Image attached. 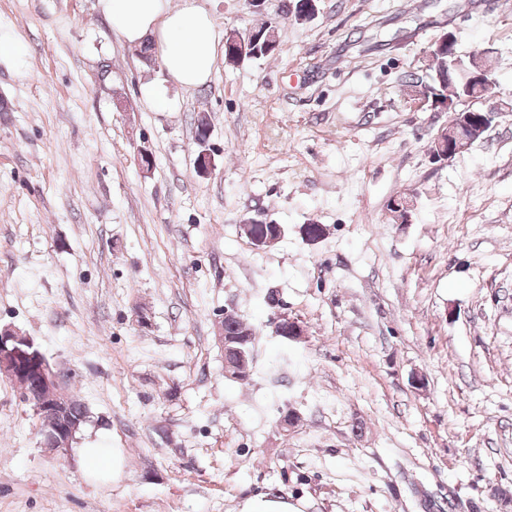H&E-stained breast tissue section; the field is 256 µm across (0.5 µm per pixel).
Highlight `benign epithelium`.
<instances>
[{
	"mask_svg": "<svg viewBox=\"0 0 512 512\" xmlns=\"http://www.w3.org/2000/svg\"><path fill=\"white\" fill-rule=\"evenodd\" d=\"M494 112H455L445 125L435 146L433 158L447 161L466 150L481 137L490 125ZM243 233L257 247H269L280 238L281 228L263 220L251 219L242 224ZM276 333L284 339L299 341L306 332L300 322L282 314L275 322ZM237 359L224 363V375L247 378L249 359L242 349H235ZM0 377L9 379L20 392L35 388L42 396L34 400V411L39 420L40 444L53 452L72 447L79 421L69 415L74 394L63 385L61 372L35 347L33 340L18 330L0 326Z\"/></svg>",
	"mask_w": 512,
	"mask_h": 512,
	"instance_id": "1",
	"label": "benign epithelium"
}]
</instances>
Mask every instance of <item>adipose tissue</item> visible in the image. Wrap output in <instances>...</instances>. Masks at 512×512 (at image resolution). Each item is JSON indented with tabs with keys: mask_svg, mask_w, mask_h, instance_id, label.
Listing matches in <instances>:
<instances>
[{
	"mask_svg": "<svg viewBox=\"0 0 512 512\" xmlns=\"http://www.w3.org/2000/svg\"><path fill=\"white\" fill-rule=\"evenodd\" d=\"M112 32L131 46L156 42L174 82L195 88L212 76L217 37L211 14L197 0H100Z\"/></svg>",
	"mask_w": 512,
	"mask_h": 512,
	"instance_id": "obj_1",
	"label": "adipose tissue"
}]
</instances>
